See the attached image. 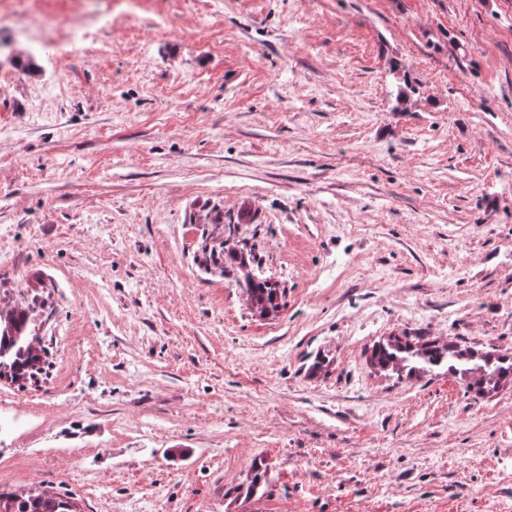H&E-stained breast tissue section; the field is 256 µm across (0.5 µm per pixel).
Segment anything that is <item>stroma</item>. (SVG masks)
I'll return each instance as SVG.
<instances>
[{"mask_svg": "<svg viewBox=\"0 0 512 512\" xmlns=\"http://www.w3.org/2000/svg\"><path fill=\"white\" fill-rule=\"evenodd\" d=\"M17 312L41 360L0 379L1 491L512 512V382L370 362L512 358V0H0ZM248 291L253 300V304L269 306L277 311L279 308L278 293L266 282H250ZM370 361L380 369L401 367L408 369L409 373L420 369H444L450 376L468 377L465 391L475 396H480L491 386L512 380L510 358L486 355L475 359L452 342L439 344L436 340H428L416 347L408 336H403V339L394 336L374 346ZM476 373H479L478 377H469Z\"/></svg>", "mask_w": 512, "mask_h": 512, "instance_id": "obj_1", "label": "stroma"}]
</instances>
